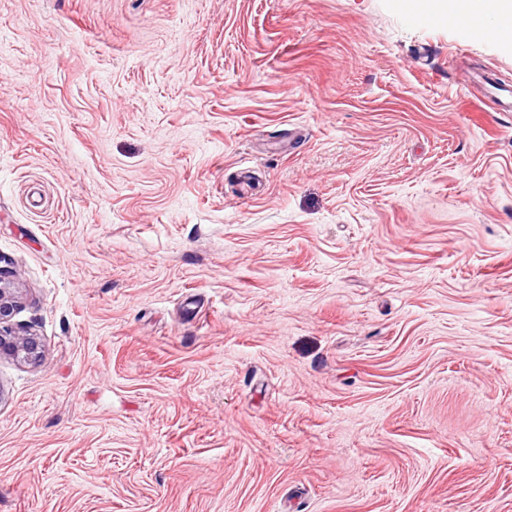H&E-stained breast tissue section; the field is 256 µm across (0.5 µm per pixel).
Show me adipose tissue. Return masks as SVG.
<instances>
[{
  "mask_svg": "<svg viewBox=\"0 0 512 512\" xmlns=\"http://www.w3.org/2000/svg\"><path fill=\"white\" fill-rule=\"evenodd\" d=\"M405 4L416 14L456 26L490 18V34L512 43V0H405Z\"/></svg>",
  "mask_w": 512,
  "mask_h": 512,
  "instance_id": "1",
  "label": "adipose tissue"
}]
</instances>
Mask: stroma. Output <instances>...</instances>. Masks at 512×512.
Returning a JSON list of instances; mask_svg holds the SVG:
<instances>
[{"label":"stroma","instance_id":"stroma-1","mask_svg":"<svg viewBox=\"0 0 512 512\" xmlns=\"http://www.w3.org/2000/svg\"><path fill=\"white\" fill-rule=\"evenodd\" d=\"M489 79L401 0H0V512H512ZM2 287L0 271V356L9 355L14 359L35 363L40 358V345L32 334L20 335L14 330L11 319L16 309L13 293Z\"/></svg>","mask_w":512,"mask_h":512}]
</instances>
